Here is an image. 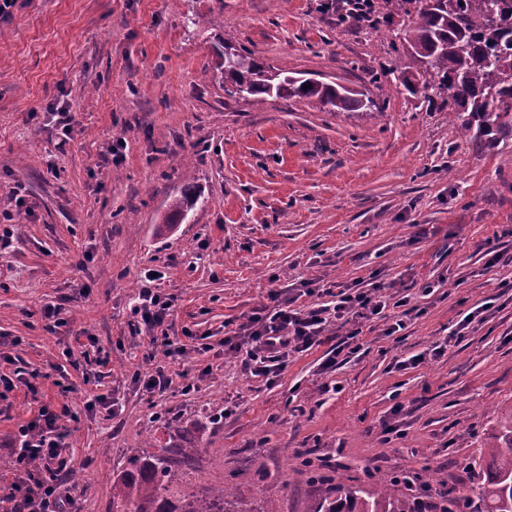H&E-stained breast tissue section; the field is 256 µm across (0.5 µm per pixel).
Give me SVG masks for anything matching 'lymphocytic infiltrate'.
<instances>
[{"instance_id":"1","label":"lymphocytic infiltrate","mask_w":512,"mask_h":512,"mask_svg":"<svg viewBox=\"0 0 512 512\" xmlns=\"http://www.w3.org/2000/svg\"><path fill=\"white\" fill-rule=\"evenodd\" d=\"M162 277L159 271L147 276V284L140 288L132 309L139 324L150 330L163 324L173 303L171 295L153 286ZM382 289V283L374 280L355 285L340 283L330 302L304 309L292 308L281 291H271L268 305L247 316L234 335L225 337L224 347L242 353L244 373L271 381L286 368L291 354L321 344L326 328L336 325L345 328L346 334L321 364L322 370H329L341 352H360L357 338L364 323L384 321L383 333L387 336L404 330V320L387 321L385 311L392 305L407 306L408 297L393 299ZM68 413V405L43 401L34 417L19 425L8 487L12 512H75L74 500L63 491L59 479L69 462L63 453L66 443L60 425Z\"/></svg>"}]
</instances>
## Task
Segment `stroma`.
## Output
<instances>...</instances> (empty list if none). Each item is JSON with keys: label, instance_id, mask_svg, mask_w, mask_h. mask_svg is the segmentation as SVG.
<instances>
[{"label": "stroma", "instance_id": "stroma-1", "mask_svg": "<svg viewBox=\"0 0 512 512\" xmlns=\"http://www.w3.org/2000/svg\"><path fill=\"white\" fill-rule=\"evenodd\" d=\"M192 14L218 23L189 26ZM410 22L340 25L336 0H17L0 19V199L24 186L30 213L0 251V374L46 376L0 399V459L39 394L70 408L61 429L82 478L62 484L81 512H112L128 458L176 432L198 448L179 490L229 484L278 512H307L320 494L300 471L305 456L331 460L350 484L376 466L469 486L512 412V149L481 152L447 109L370 83L416 74ZM227 44L289 75L364 90L375 105L228 95L215 64ZM60 98L78 113L67 139L41 118ZM188 192L198 203L157 234ZM492 247L502 258L490 268ZM150 269L166 273L160 289L174 304L163 327L185 344L195 391L178 378L162 393L135 381L174 371L133 324ZM372 278L420 313L387 308L405 330L389 337L372 323L361 351L329 372L320 364L336 328L272 383L243 376L224 348L270 290ZM488 300L483 321L450 340ZM51 304L69 320L53 334L42 319ZM442 342L443 356L428 358ZM420 353L424 363L395 369ZM99 355L112 417L84 404ZM216 412L222 421L209 422Z\"/></svg>", "mask_w": 512, "mask_h": 512}]
</instances>
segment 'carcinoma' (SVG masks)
Returning <instances> with one entry per match:
<instances>
[{
  "instance_id": "carcinoma-1",
  "label": "carcinoma",
  "mask_w": 512,
  "mask_h": 512,
  "mask_svg": "<svg viewBox=\"0 0 512 512\" xmlns=\"http://www.w3.org/2000/svg\"><path fill=\"white\" fill-rule=\"evenodd\" d=\"M413 3L417 7L404 41L420 70L401 84L429 104L440 101L460 133L479 148H512V0H383L380 19L407 13ZM218 56L224 92L230 95L315 98L341 111L368 110L373 104L358 89L288 76L250 52L231 49ZM305 84L310 88L303 89ZM493 439L486 469L473 474L477 490L470 494L448 488L425 501L410 493V483L403 490L398 481L373 472L356 485L322 476L324 494L308 512H512V423ZM194 452L193 446L170 445L132 458L112 484V512H276L269 504L239 499L228 486L176 501L168 497L173 465Z\"/></svg>"
}]
</instances>
